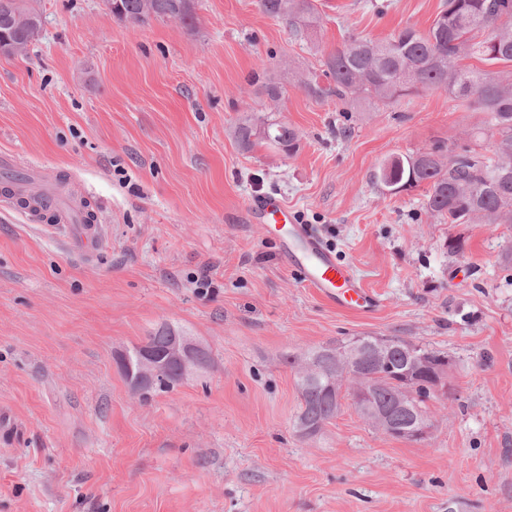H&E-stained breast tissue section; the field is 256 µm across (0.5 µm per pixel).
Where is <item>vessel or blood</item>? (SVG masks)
I'll list each match as a JSON object with an SVG mask.
<instances>
[{
	"label": "vessel or blood",
	"mask_w": 512,
	"mask_h": 512,
	"mask_svg": "<svg viewBox=\"0 0 512 512\" xmlns=\"http://www.w3.org/2000/svg\"><path fill=\"white\" fill-rule=\"evenodd\" d=\"M7 187L29 209L51 214L56 224L64 226L67 242L77 244L90 255L104 248L100 228L90 223L78 195L64 198L41 190L40 174L33 168L27 171L25 180L8 181ZM249 213L255 222L283 226L282 250L307 287L340 309L369 314L378 307V298L363 287L353 270L339 262L307 225L297 223L294 211L276 195L254 199Z\"/></svg>",
	"instance_id": "b4317fda"
}]
</instances>
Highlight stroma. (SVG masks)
<instances>
[{"instance_id":"obj_1","label":"stroma","mask_w":512,"mask_h":512,"mask_svg":"<svg viewBox=\"0 0 512 512\" xmlns=\"http://www.w3.org/2000/svg\"><path fill=\"white\" fill-rule=\"evenodd\" d=\"M372 2L314 0L322 26L299 39L257 0H196L190 29L33 0L39 40L0 54V152L86 192L107 249H61L56 229L0 206V512H512V224H446L425 187L373 181L383 159L481 116L442 90L359 99L341 136L346 107L303 86L343 37L428 28L442 4ZM269 112L297 130L295 154L240 147V119ZM267 194L376 311L338 309L287 269L248 213ZM164 323L209 364L132 394L119 355ZM353 336L447 354L426 439L375 430L346 398L317 435L298 431L287 357Z\"/></svg>"}]
</instances>
